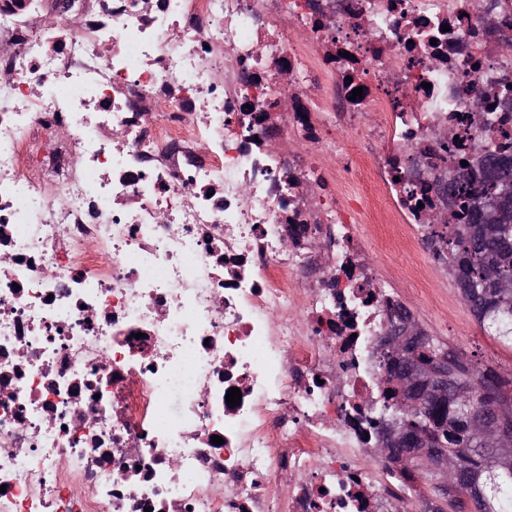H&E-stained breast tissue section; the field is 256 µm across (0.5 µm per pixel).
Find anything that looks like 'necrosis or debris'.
<instances>
[{
    "label": "necrosis or debris",
    "instance_id": "4bbe7bcc",
    "mask_svg": "<svg viewBox=\"0 0 512 512\" xmlns=\"http://www.w3.org/2000/svg\"><path fill=\"white\" fill-rule=\"evenodd\" d=\"M510 76L512 0H0V512H400L358 229L430 241Z\"/></svg>",
    "mask_w": 512,
    "mask_h": 512
}]
</instances>
